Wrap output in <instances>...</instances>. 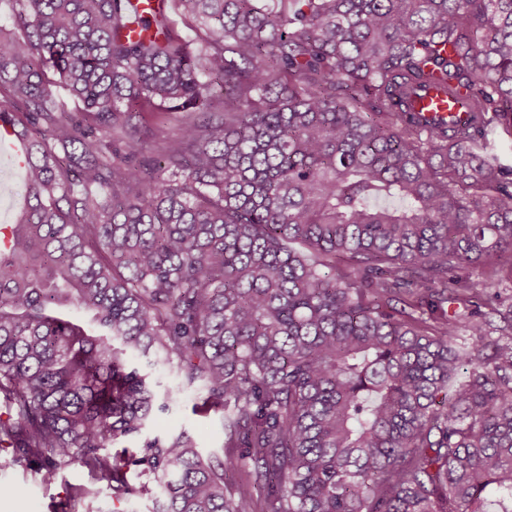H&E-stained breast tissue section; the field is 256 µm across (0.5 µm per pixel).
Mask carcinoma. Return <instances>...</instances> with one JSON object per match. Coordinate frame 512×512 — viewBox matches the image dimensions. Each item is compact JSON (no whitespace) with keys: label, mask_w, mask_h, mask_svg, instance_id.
Instances as JSON below:
<instances>
[{"label":"carcinoma","mask_w":512,"mask_h":512,"mask_svg":"<svg viewBox=\"0 0 512 512\" xmlns=\"http://www.w3.org/2000/svg\"><path fill=\"white\" fill-rule=\"evenodd\" d=\"M142 2L7 0L0 447L157 512H512V0ZM430 80L467 128L399 107ZM192 389L222 460L143 436ZM18 142H20V133L14 123L6 116L0 119V163L2 157H6L13 166L25 167V162L18 151ZM11 183L10 191L0 196V224H12L17 213L23 209L27 198L25 170Z\"/></svg>","instance_id":"cac0c4a2"}]
</instances>
